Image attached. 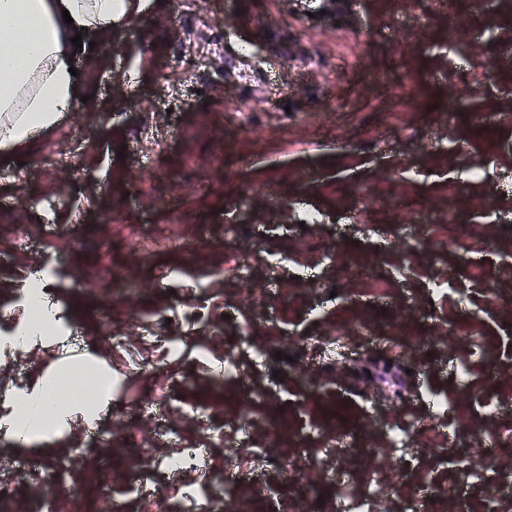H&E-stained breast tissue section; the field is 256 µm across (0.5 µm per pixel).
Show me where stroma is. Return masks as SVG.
<instances>
[{"mask_svg":"<svg viewBox=\"0 0 512 512\" xmlns=\"http://www.w3.org/2000/svg\"><path fill=\"white\" fill-rule=\"evenodd\" d=\"M95 42L84 100L0 158V336L34 286L61 326L0 348V392L83 368L111 378L108 404L30 446L0 432V512H264L269 495L288 512H484L497 480L512 504V0H145ZM309 209L321 221L301 225ZM229 224L259 242L247 293L219 274ZM173 336L189 346L172 358ZM307 338L364 358L331 379ZM245 341L304 374L271 393L249 355L221 379L196 354ZM384 357L397 385L369 386ZM247 395L248 447L291 470L232 483ZM204 445L207 472L140 479Z\"/></svg>","mask_w":512,"mask_h":512,"instance_id":"obj_1","label":"stroma"}]
</instances>
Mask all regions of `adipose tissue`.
Wrapping results in <instances>:
<instances>
[{"mask_svg":"<svg viewBox=\"0 0 512 512\" xmlns=\"http://www.w3.org/2000/svg\"><path fill=\"white\" fill-rule=\"evenodd\" d=\"M134 12L133 0H0V152L56 124L78 97L73 37Z\"/></svg>","mask_w":512,"mask_h":512,"instance_id":"ef3b65f1","label":"adipose tissue"}]
</instances>
